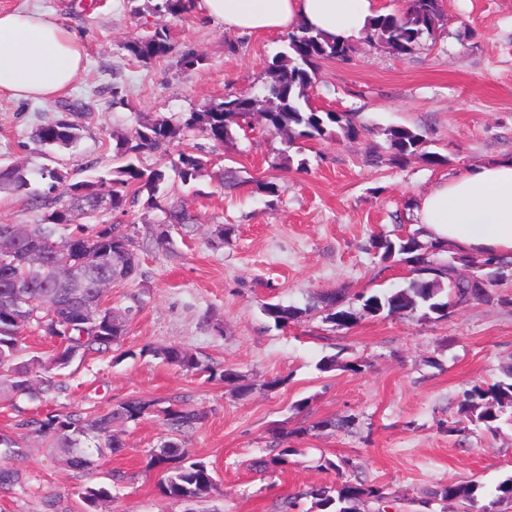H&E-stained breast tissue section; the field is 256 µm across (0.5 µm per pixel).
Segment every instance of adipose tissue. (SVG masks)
I'll return each instance as SVG.
<instances>
[{"label": "adipose tissue", "instance_id": "1", "mask_svg": "<svg viewBox=\"0 0 512 512\" xmlns=\"http://www.w3.org/2000/svg\"><path fill=\"white\" fill-rule=\"evenodd\" d=\"M226 29L278 32L307 23L326 35L355 36L375 15L373 0H198ZM85 69L81 40L39 11L0 10V94L48 101ZM416 215L434 240L466 252L512 257V156L437 181L417 199Z\"/></svg>", "mask_w": 512, "mask_h": 512}]
</instances>
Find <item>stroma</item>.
<instances>
[{"label":"stroma","mask_w":512,"mask_h":512,"mask_svg":"<svg viewBox=\"0 0 512 512\" xmlns=\"http://www.w3.org/2000/svg\"><path fill=\"white\" fill-rule=\"evenodd\" d=\"M156 0H0L1 10H40L59 19L84 45L87 69L69 94L47 102L0 94V164L24 163L31 183L46 160L29 151L34 130L70 116L81 138L53 152L55 166L72 180L85 166L111 168L116 140L139 124L204 110L224 96L261 93L268 68L283 49L282 35L237 33L198 13L155 12ZM445 18L435 37L400 56L359 43L350 63L323 65L310 92L314 106L351 112L356 139L297 142L284 149L260 119L250 129L233 128L224 146L197 135L174 140L166 153H144L151 168L180 153H201L209 168L182 184L170 179L159 208L129 207L122 218L136 233L141 277L108 291L112 303L139 296L142 307L117 351L90 354L58 370L64 390L50 402L0 399V435L21 438L18 456L0 455V470L13 473L0 484V512H86L79 496L88 484L110 492L102 512H184L182 503L160 496L159 473L148 453L168 436L162 418L129 425L122 455L96 456L87 471L68 468L45 442L22 437L20 420L51 412L86 414L130 398L158 407L181 401L205 419L184 437L191 458L217 474L202 512H278L289 494L310 485L336 482L322 459L349 457L356 473L383 487L399 512H456L435 502L422 507L426 489L445 482L475 480L494 491L512 477V410L495 432L475 425L458 410L471 385L491 386L512 367V263L497 270L494 300L472 301L445 318H397L358 314L338 326L314 313L287 328L275 327L262 303L304 305L324 292L345 295L405 284L409 265L384 261L371 237L431 236L413 210L420 193L442 177H456L474 165L512 155V0H445ZM166 27L173 51L143 63L127 49L132 37ZM192 51L201 64L187 65ZM123 101L113 104L112 90ZM396 126L422 131L426 149L443 156L430 164L414 156L402 164L368 163L369 148L386 150ZM239 171V185L222 189L214 172ZM276 183V194L255 183ZM184 206L192 215L191 238L172 233L158 244L151 231L161 210ZM223 238H215L216 227ZM178 345L205 363L185 372L153 356V349ZM337 356L323 372L319 361ZM361 360V371L345 364ZM232 368L252 387L236 396L218 376ZM282 385L267 389L271 377ZM304 410H296L298 401ZM351 416L352 431L315 430L316 422ZM308 427L288 437L297 454L285 473L265 476L251 462L277 445L274 427ZM128 478L113 482V471Z\"/></svg>","instance_id":"stroma-1"}]
</instances>
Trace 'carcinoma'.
<instances>
[{"instance_id": "carcinoma-1", "label": "carcinoma", "mask_w": 512, "mask_h": 512, "mask_svg": "<svg viewBox=\"0 0 512 512\" xmlns=\"http://www.w3.org/2000/svg\"><path fill=\"white\" fill-rule=\"evenodd\" d=\"M196 0H160L155 12L174 15L192 13ZM444 19V0H409L407 10L401 14H379L355 38L325 36L305 24L287 32L285 51L279 53L270 66L271 82L266 87L265 98L250 93L228 95L212 102L202 112H192L183 122L172 124L166 119H156L141 124L129 139L116 143V166L99 175L70 183L69 173L51 166L40 168V178L46 189L29 190L27 170L18 165L0 166V188H8L26 197L31 205L43 211L40 219L27 225L28 241L46 245L54 240H69L74 248L63 256L45 254L37 270H31L25 252L13 255L0 254V396L26 398L32 401L52 400L62 389V384L50 375H38L35 368L42 365L36 358L24 360L21 333L28 327H46L50 338L58 347L48 359L52 368L67 367L74 359L88 353H109L128 333L133 312L142 301L131 298V304L110 305L92 322L72 317L75 305L71 290L97 292L100 286L112 280V271H124V280L133 281L142 276L134 236L128 225L102 219L106 214L124 215L127 207L147 194L144 205L158 207V195L168 183L170 175L188 184L195 180L208 161L189 153L179 154L170 164L144 169L140 165L142 153L164 151L171 141L190 133H198L209 141L222 145L232 135V126L240 125L247 116L259 112L267 132L283 138L286 148L296 139L326 141L342 137L355 139L359 129L349 112L320 110L310 102L319 71L326 61L350 62L354 44L360 41L369 46H381L397 55H408L425 38H431ZM129 51L140 61L149 63L166 56L172 50L167 32L157 29L148 36H136L129 41ZM79 127L62 118L35 129L32 135V152L46 155L53 147H71L79 139ZM391 161L403 163L420 155L436 165L442 162L438 153L425 150L427 141L422 133L395 127L388 131ZM93 213L82 224H72L73 211ZM163 217L157 225V239L168 242L169 229L178 227L184 234L194 231L191 215L182 207L162 209ZM384 261L400 257L411 264L414 277L405 287L387 288L370 295L363 292L352 296L336 292L321 294L316 301L300 308L278 303L262 304L263 313L277 327H286L302 316L315 312L325 314L331 322L346 326L356 319L355 308L371 316L385 315L400 318L419 313L446 318L450 310L475 300L490 298L496 280L485 269L501 264V260L484 258L478 265L462 274L455 262H441L434 256L447 251L436 242L425 246L413 235L375 236L371 240ZM25 286L33 301V318L17 321L13 317L9 299L12 287ZM155 356L165 363L186 372L207 370L199 358L190 351L171 345ZM224 383L232 386L240 396L251 392L242 376L232 369L222 372ZM512 408V369L504 379L485 389L474 385L462 394L458 409L476 417V421L489 430L499 420L505 409ZM154 412L153 403L132 398L112 405L101 413L75 417L57 413L44 419L23 420L18 428L26 430L25 436L36 437L48 446L69 453L76 449L77 459L71 469L85 471L93 465V453L106 451L117 454L127 447L121 431L129 423L137 422ZM177 437L161 442L150 454L148 465L165 467L157 483L160 494L168 499L188 505L185 512H193L190 505L210 496L215 479L203 460L188 459V450L181 436L192 431L203 419V414L193 408L172 405L161 411ZM299 449L284 447L278 453L259 457L253 461L261 473H281L292 463L291 457ZM480 485L475 481L448 482L425 492L428 501L458 500L470 512H508L512 505V478L496 487V493L480 495ZM79 496L87 512H98V506L109 497L102 486H86ZM312 499L319 512H357L358 503L373 500L377 512H388V497L382 487L366 480L311 485L308 489L284 499L280 512H294L299 500Z\"/></svg>"}]
</instances>
